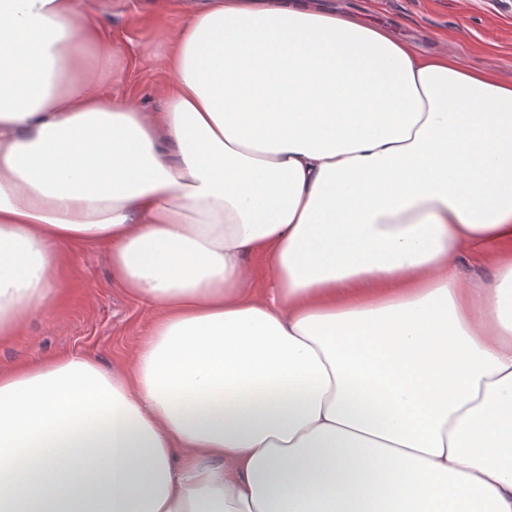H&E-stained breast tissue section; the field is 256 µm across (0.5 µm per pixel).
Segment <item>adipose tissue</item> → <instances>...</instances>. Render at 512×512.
<instances>
[{
  "instance_id": "adipose-tissue-1",
  "label": "adipose tissue",
  "mask_w": 512,
  "mask_h": 512,
  "mask_svg": "<svg viewBox=\"0 0 512 512\" xmlns=\"http://www.w3.org/2000/svg\"><path fill=\"white\" fill-rule=\"evenodd\" d=\"M82 38L111 64L81 0H0V336L71 242L160 316L129 371H0V512H512V79L208 0L149 114Z\"/></svg>"
}]
</instances>
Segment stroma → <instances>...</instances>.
I'll return each mask as SVG.
<instances>
[{"label":"stroma","mask_w":512,"mask_h":512,"mask_svg":"<svg viewBox=\"0 0 512 512\" xmlns=\"http://www.w3.org/2000/svg\"><path fill=\"white\" fill-rule=\"evenodd\" d=\"M327 10L393 24L420 51L457 55L471 69L512 79V0H320ZM116 66L98 71L107 95L158 108V80L169 56L168 32L187 17L188 0H91ZM55 306L0 337V368H20L62 354L93 357L120 370L130 365L158 313L112 280L106 248L72 244L59 270Z\"/></svg>","instance_id":"35a3bbf8"}]
</instances>
